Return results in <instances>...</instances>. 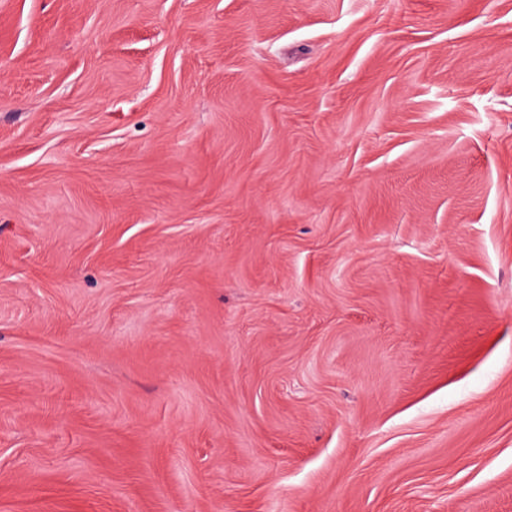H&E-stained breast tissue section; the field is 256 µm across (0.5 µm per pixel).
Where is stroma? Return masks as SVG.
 I'll return each mask as SVG.
<instances>
[{"mask_svg": "<svg viewBox=\"0 0 512 512\" xmlns=\"http://www.w3.org/2000/svg\"><path fill=\"white\" fill-rule=\"evenodd\" d=\"M0 512H512V0H0Z\"/></svg>", "mask_w": 512, "mask_h": 512, "instance_id": "obj_1", "label": "stroma"}]
</instances>
